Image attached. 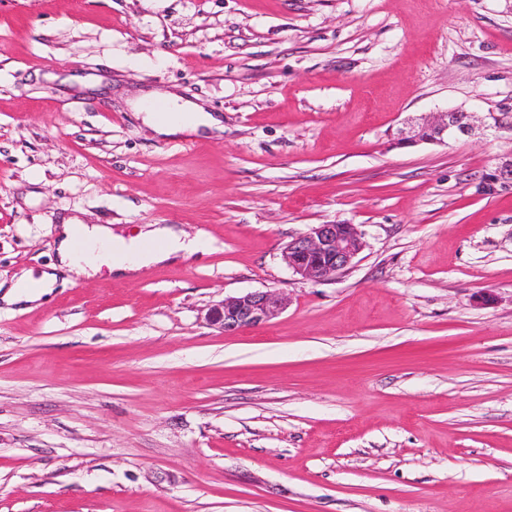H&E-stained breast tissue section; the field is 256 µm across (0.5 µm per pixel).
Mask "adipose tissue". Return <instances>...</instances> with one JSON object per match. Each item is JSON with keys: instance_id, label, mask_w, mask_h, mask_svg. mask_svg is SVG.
<instances>
[{"instance_id": "ef3b65f1", "label": "adipose tissue", "mask_w": 512, "mask_h": 512, "mask_svg": "<svg viewBox=\"0 0 512 512\" xmlns=\"http://www.w3.org/2000/svg\"><path fill=\"white\" fill-rule=\"evenodd\" d=\"M168 106V111H154L153 100L148 95L133 104L134 110L142 113L144 121L165 136L183 131L218 135L224 130L221 119L205 112L199 105L172 99ZM203 247L202 240L182 238L169 226L149 229L126 242L113 240L105 227L71 219L58 227L57 271H45L37 276L24 273L0 292V303L12 306L41 300L51 293L61 270L81 276L96 273L105 265L114 272L135 274L152 265L191 257Z\"/></svg>"}]
</instances>
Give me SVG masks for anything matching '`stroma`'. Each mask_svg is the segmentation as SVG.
Masks as SVG:
<instances>
[{"mask_svg": "<svg viewBox=\"0 0 512 512\" xmlns=\"http://www.w3.org/2000/svg\"><path fill=\"white\" fill-rule=\"evenodd\" d=\"M451 109L512 113V0H0V282L72 217L206 240L0 311V512H512V133L395 144ZM315 224L364 241L328 281ZM162 100L167 103L172 112H155L153 104ZM133 109L145 113L143 119L161 135H173L178 132L190 131L205 135H220L224 132L222 120L193 103H179L178 98L154 99L151 95L143 96L133 103ZM506 189H512V155L492 164L479 184V190L486 194ZM363 246L353 224H316L288 243L283 260L301 278L323 281L343 272ZM287 301L272 291H251L224 298L206 313V321L224 334L258 327L276 319L286 308Z\"/></svg>", "mask_w": 512, "mask_h": 512, "instance_id": "35a3bbf8", "label": "stroma"}]
</instances>
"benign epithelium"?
<instances>
[{"label":"benign epithelium","instance_id":"1","mask_svg":"<svg viewBox=\"0 0 512 512\" xmlns=\"http://www.w3.org/2000/svg\"><path fill=\"white\" fill-rule=\"evenodd\" d=\"M502 130L501 116L488 113L476 118L472 113L452 110L429 116L399 130L397 144L412 146L421 142L443 143L456 136ZM512 189V156L492 164L483 174L479 190L495 193ZM363 241L353 224H316L291 240L283 260L296 275L306 280L323 281L343 272L362 251ZM287 301L272 291H251L227 297L206 313V321L226 334L258 327L276 319Z\"/></svg>","mask_w":512,"mask_h":512}]
</instances>
